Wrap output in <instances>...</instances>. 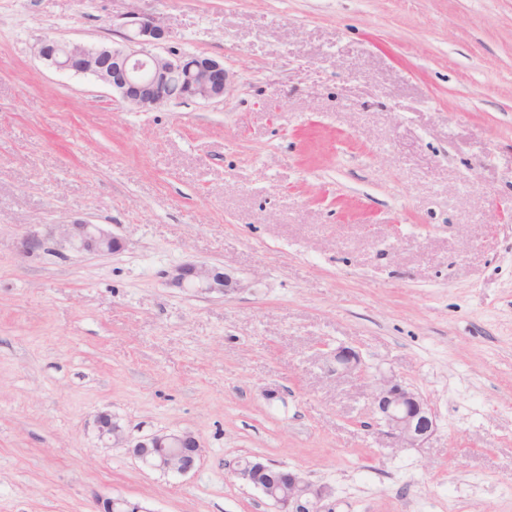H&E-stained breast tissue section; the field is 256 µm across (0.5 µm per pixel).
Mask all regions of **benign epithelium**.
<instances>
[{
	"mask_svg": "<svg viewBox=\"0 0 512 512\" xmlns=\"http://www.w3.org/2000/svg\"><path fill=\"white\" fill-rule=\"evenodd\" d=\"M124 44L120 47L87 48L81 44L45 37L36 44V55L62 72L85 73L112 87L120 98L142 110L177 100L220 101L224 98L228 74L224 64L205 56H188L156 49L166 39L165 27L153 16L132 15L124 24ZM176 77L183 92L174 94L170 79ZM50 241H59L90 254H115L124 241L99 225L86 220L70 224H38L21 242V252L32 256ZM168 283L178 288L191 286L203 294L228 295L236 291V281L224 269L208 265H180L168 274ZM325 370L343 377L362 373L360 354L339 345L326 355ZM372 406L375 426L394 440L398 448H420L436 431V416L423 396L393 375L379 373L374 378ZM94 426L100 439L115 444L129 443L133 456L142 465L164 472L186 474L195 469L201 454L198 437L191 431L154 433L128 441L120 423L111 414L97 415ZM274 464L255 457L233 467L234 475L259 490L273 502L277 512H322L321 501L329 495L299 471L281 466L276 482L268 486L261 476ZM96 512H146L144 507L122 496L99 498Z\"/></svg>",
	"mask_w": 512,
	"mask_h": 512,
	"instance_id": "obj_1",
	"label": "benign epithelium"
}]
</instances>
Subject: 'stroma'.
<instances>
[{
	"label": "stroma",
	"mask_w": 512,
	"mask_h": 512,
	"mask_svg": "<svg viewBox=\"0 0 512 512\" xmlns=\"http://www.w3.org/2000/svg\"><path fill=\"white\" fill-rule=\"evenodd\" d=\"M217 59L218 103L143 112L39 60L130 14ZM512 0H0V512H275L231 464L328 486L325 512H512ZM87 218L114 256L38 224ZM185 263L235 293L170 287ZM365 376L324 374L338 344ZM433 406L368 431L369 376ZM190 430L194 471L99 441ZM49 241L68 243L90 254H115L125 248L124 241L104 231L99 224L75 220L71 224H38L30 229L21 242V252L32 256L45 248ZM375 426L398 448H420L436 431V416L423 396L393 375L373 378ZM96 505V512H146L139 502L122 496L98 498Z\"/></svg>",
	"instance_id": "35a3bbf8"
}]
</instances>
